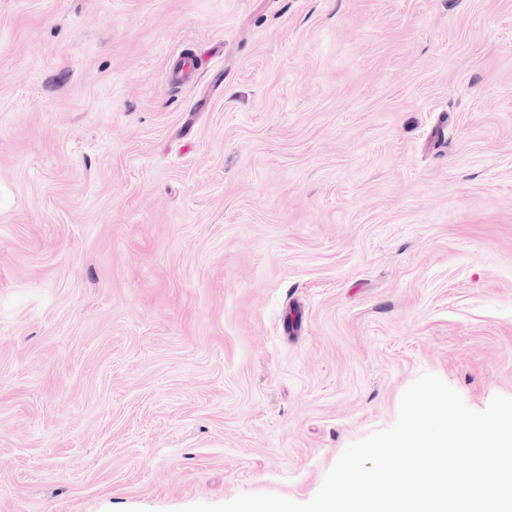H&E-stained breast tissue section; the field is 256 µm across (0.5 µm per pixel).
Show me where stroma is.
<instances>
[{
  "instance_id": "obj_1",
  "label": "stroma",
  "mask_w": 512,
  "mask_h": 512,
  "mask_svg": "<svg viewBox=\"0 0 512 512\" xmlns=\"http://www.w3.org/2000/svg\"><path fill=\"white\" fill-rule=\"evenodd\" d=\"M424 373L512 397V0H0V512L305 503Z\"/></svg>"
}]
</instances>
